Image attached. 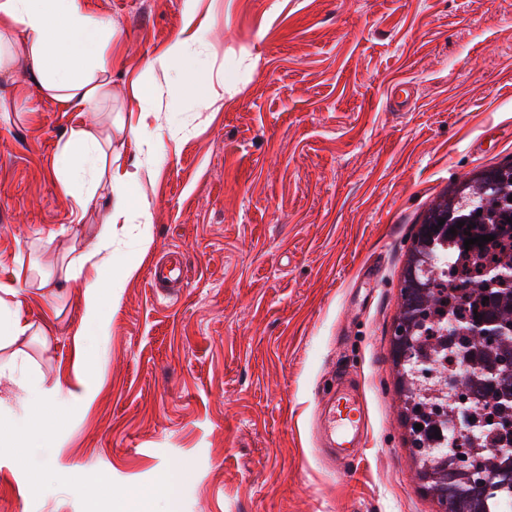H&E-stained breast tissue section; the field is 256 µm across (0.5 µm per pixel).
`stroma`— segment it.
I'll return each instance as SVG.
<instances>
[{"instance_id": "obj_1", "label": "stroma", "mask_w": 512, "mask_h": 512, "mask_svg": "<svg viewBox=\"0 0 512 512\" xmlns=\"http://www.w3.org/2000/svg\"><path fill=\"white\" fill-rule=\"evenodd\" d=\"M82 4L118 31L105 100L63 111L17 35L0 77L14 106L0 116V284L22 266L49 278L21 290L35 333L0 359L23 351L49 386L72 372L83 288L64 277L107 208L78 214L54 172L72 130L111 135L113 165L138 169L151 242L116 226L138 270L107 305L97 396L46 417L23 465L0 459V512H112L113 489L165 479L155 512H439L405 444L392 328L427 209L512 162V0H199L204 87L184 97L146 63L173 45L185 0ZM402 79L414 96L399 110ZM136 81L164 134L149 165L119 128ZM173 248L185 285L166 297L148 271ZM342 371L367 430L332 464L315 420Z\"/></svg>"}]
</instances>
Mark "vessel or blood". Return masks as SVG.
Here are the masks:
<instances>
[{
  "label": "vessel or blood",
  "mask_w": 512,
  "mask_h": 512,
  "mask_svg": "<svg viewBox=\"0 0 512 512\" xmlns=\"http://www.w3.org/2000/svg\"><path fill=\"white\" fill-rule=\"evenodd\" d=\"M183 257L180 251L167 252L149 273L151 286L156 289L178 287L183 275ZM365 422L362 396L344 386H337L333 395L325 401L324 455L351 458L361 444Z\"/></svg>",
  "instance_id": "vessel-or-blood-1"
}]
</instances>
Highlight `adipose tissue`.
<instances>
[{"instance_id": "1", "label": "adipose tissue", "mask_w": 512, "mask_h": 512, "mask_svg": "<svg viewBox=\"0 0 512 512\" xmlns=\"http://www.w3.org/2000/svg\"><path fill=\"white\" fill-rule=\"evenodd\" d=\"M0 31L21 32L28 47L31 72L42 92L55 98L66 110H84L101 101L111 83L105 55L115 31L111 20L86 15L81 0H0ZM204 27L195 14V0H186L185 24L171 50L150 59L148 69L173 73L172 92L177 96L196 94L202 80L198 69L178 67L203 40ZM54 167L79 209H86L97 193H104L108 207L102 215L96 245L70 273L83 282L81 323L74 333V377L67 387H46L42 377L29 368L21 355L0 363V375H9L11 389L0 391V415L13 417L17 431L28 435L47 414L64 416L66 404L90 405L97 396L95 376L101 372L108 339L107 302L115 298L124 281L137 270L127 260L113 264L112 249L116 224H136L139 248L149 243L150 214L136 208L134 187L138 174L118 168L106 169L100 137L87 129L74 130L60 149ZM27 269H19L16 286L0 288V343H16L32 334V325L22 319L12 299L18 286L27 282Z\"/></svg>"}]
</instances>
